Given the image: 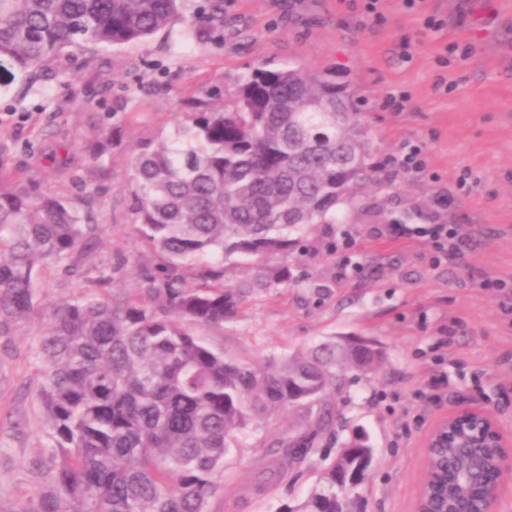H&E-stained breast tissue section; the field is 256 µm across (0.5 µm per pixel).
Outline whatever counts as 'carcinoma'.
Segmentation results:
<instances>
[{"label":"carcinoma","instance_id":"cac0c4a2","mask_svg":"<svg viewBox=\"0 0 512 512\" xmlns=\"http://www.w3.org/2000/svg\"><path fill=\"white\" fill-rule=\"evenodd\" d=\"M183 0H0V62L25 77L45 72L68 49L146 42L169 31ZM211 28L224 24L223 0H209ZM353 93L328 73L258 67L228 101L201 103L165 138L142 144L130 162L134 216L160 262L129 295L107 293L101 273L92 294L43 311L44 381L38 399L53 439L41 462L44 483L22 512H206L213 477L238 436L261 415L293 410L299 425L274 434L265 479L284 475L279 460L307 462L328 444L340 413L336 396L353 367L375 371L380 350L336 362V337L261 364L206 344L199 330L235 320L256 289L296 282L285 263L255 279L224 282V259L266 260L302 247L318 224H337L371 177L372 141ZM102 226L32 180L0 171V339L39 311L36 283L50 261L74 264ZM196 267L201 285L184 270ZM354 432L318 473L305 500L284 512H331L336 485L358 486L371 445ZM469 448L444 457L448 485L468 495L449 512L480 507Z\"/></svg>","mask_w":512,"mask_h":512}]
</instances>
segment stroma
Wrapping results in <instances>:
<instances>
[{
    "label": "stroma",
    "mask_w": 512,
    "mask_h": 512,
    "mask_svg": "<svg viewBox=\"0 0 512 512\" xmlns=\"http://www.w3.org/2000/svg\"><path fill=\"white\" fill-rule=\"evenodd\" d=\"M204 0H185L184 19L149 43L95 52L68 50L45 77L0 73V168L16 184L39 178L57 196L93 208L104 227L75 276L47 265L41 306L93 287L120 255L151 266L131 212L128 165L141 144L166 136L183 113L269 63L310 72L332 69L354 93L375 150L374 168L342 224L317 225L306 251L289 254L299 280L255 294L238 318L204 330L213 348L249 362L285 357L331 335L363 336L383 353L378 369L351 372L336 406L338 438L366 433L375 450L357 512H414L425 435L442 414L468 403L512 430V0H380L379 19L352 0H224L219 35L181 39ZM441 20L427 29L424 19ZM409 93L404 111L389 92ZM111 140L90 166L92 144ZM419 144L422 175L398 174L389 157ZM464 225L470 247L439 266L421 241L395 225ZM356 245L330 252L341 231ZM364 272L352 276L347 261ZM41 315L0 339V512H22L38 491V469L52 441L37 400L42 382ZM286 411L255 418L241 447L216 476L207 512H282L309 493L324 455L261 480L272 433L294 424Z\"/></svg>",
    "instance_id": "1"
}]
</instances>
